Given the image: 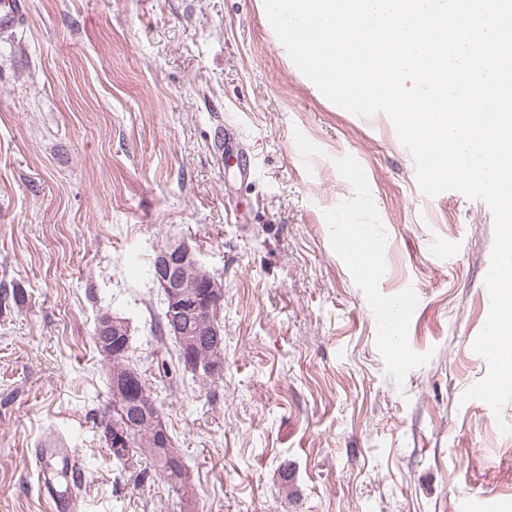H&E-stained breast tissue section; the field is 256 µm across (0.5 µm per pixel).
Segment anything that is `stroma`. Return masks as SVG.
I'll return each mask as SVG.
<instances>
[{
    "mask_svg": "<svg viewBox=\"0 0 512 512\" xmlns=\"http://www.w3.org/2000/svg\"><path fill=\"white\" fill-rule=\"evenodd\" d=\"M26 2L0 32V283L22 295L0 304V512L68 498L64 447L81 512H512V402L463 398L489 372L472 349L489 205L426 196L389 117L325 98L264 0ZM228 122L240 168L214 153ZM340 217L385 225L384 279L347 264ZM180 240L223 284L211 381L160 331L150 270ZM412 289L396 354L378 305ZM107 311L129 323L191 501L106 446Z\"/></svg>",
    "mask_w": 512,
    "mask_h": 512,
    "instance_id": "35a3bbf8",
    "label": "stroma"
}]
</instances>
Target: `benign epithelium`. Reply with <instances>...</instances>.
I'll return each mask as SVG.
<instances>
[{"mask_svg": "<svg viewBox=\"0 0 512 512\" xmlns=\"http://www.w3.org/2000/svg\"><path fill=\"white\" fill-rule=\"evenodd\" d=\"M210 272L200 263L192 247L185 241L168 244L154 259V280L164 294L170 333L179 337L184 356L188 360L197 359L198 344L184 329L186 323H194L207 337L213 352L205 361L206 369L213 377L223 375L224 337L218 326L210 322L211 311L223 298V289L198 288L208 280ZM96 335L101 349L119 356L130 348V330L126 321L107 316L98 320ZM112 393L124 410L121 424H104L112 453L119 458L128 455L130 440L135 430L142 424L150 427L149 440L142 441L141 447L156 454L169 447V433L157 401L149 395L140 383L137 374L131 371L112 375Z\"/></svg>", "mask_w": 512, "mask_h": 512, "instance_id": "1", "label": "benign epithelium"}]
</instances>
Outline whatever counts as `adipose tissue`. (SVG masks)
Wrapping results in <instances>:
<instances>
[{
  "instance_id": "ef3b65f1",
  "label": "adipose tissue",
  "mask_w": 512,
  "mask_h": 512,
  "mask_svg": "<svg viewBox=\"0 0 512 512\" xmlns=\"http://www.w3.org/2000/svg\"><path fill=\"white\" fill-rule=\"evenodd\" d=\"M336 238L349 264L367 279H383L387 269L381 260L386 246V232L381 224H346L336 226Z\"/></svg>"
}]
</instances>
